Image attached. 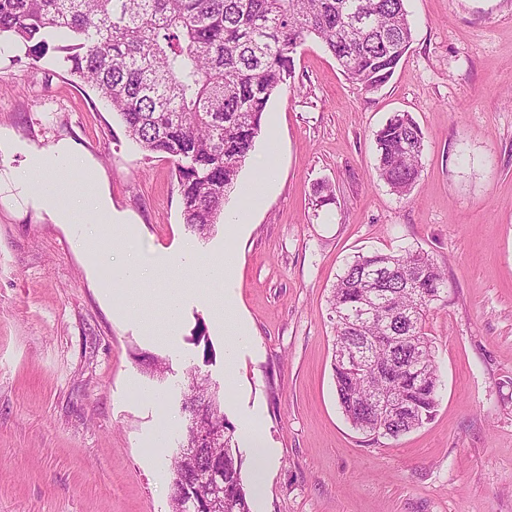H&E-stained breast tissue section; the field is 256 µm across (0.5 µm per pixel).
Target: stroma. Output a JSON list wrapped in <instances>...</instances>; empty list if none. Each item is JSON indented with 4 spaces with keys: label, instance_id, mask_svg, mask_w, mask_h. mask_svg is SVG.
<instances>
[{
    "label": "stroma",
    "instance_id": "1",
    "mask_svg": "<svg viewBox=\"0 0 512 512\" xmlns=\"http://www.w3.org/2000/svg\"><path fill=\"white\" fill-rule=\"evenodd\" d=\"M405 5L413 41L376 92L319 42L298 48L224 204L245 217L229 241L220 225L191 237L171 160L146 156L92 88L0 37V131L90 156L145 264L189 242L238 251L228 288L249 336L222 407L274 450L258 494L253 450L239 445L253 512H512V0ZM396 112L425 144L403 197L376 171L375 134ZM248 182L264 183L262 205L241 198ZM72 234L0 202V512H169L187 372L223 383L224 328L191 296L169 341L143 335L118 312L115 265ZM408 249L448 278L426 321L438 406L423 427L377 439L339 409L328 297L355 255ZM149 355L167 363L163 378Z\"/></svg>",
    "mask_w": 512,
    "mask_h": 512
}]
</instances>
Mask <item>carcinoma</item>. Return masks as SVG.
Instances as JSON below:
<instances>
[{
    "mask_svg": "<svg viewBox=\"0 0 512 512\" xmlns=\"http://www.w3.org/2000/svg\"><path fill=\"white\" fill-rule=\"evenodd\" d=\"M61 29L71 40L60 59L66 70L112 106L143 150L171 159L183 223L200 237L223 213L263 113L306 40H318L367 92L389 81L412 41L405 0H0V35L36 59ZM375 142L379 177L408 195L424 150L410 113L393 114ZM447 288L443 270L419 251L362 253L347 264L329 298L332 370L339 409L356 430L398 438L431 420L440 370L425 323ZM373 305L376 314L355 318ZM383 393L400 414L381 419L373 411ZM181 410L196 424L191 443L214 429L224 436L196 456L172 457L179 482L170 512H184L186 486L209 512L198 472L212 462L224 469V512H252L219 384L190 369Z\"/></svg>",
    "mask_w": 512,
    "mask_h": 512,
    "instance_id": "carcinoma-1",
    "label": "carcinoma"
}]
</instances>
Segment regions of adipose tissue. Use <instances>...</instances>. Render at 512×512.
<instances>
[{
  "label": "adipose tissue",
  "mask_w": 512,
  "mask_h": 512,
  "mask_svg": "<svg viewBox=\"0 0 512 512\" xmlns=\"http://www.w3.org/2000/svg\"><path fill=\"white\" fill-rule=\"evenodd\" d=\"M70 170L82 172L91 186L83 201H75L58 179L60 172ZM0 188L13 193L24 204L45 212L52 223L98 225V232L84 230L75 234L73 244L80 251L95 253L100 263L110 262L115 242L128 237L129 226L122 215L114 211L108 184L102 181L94 164L69 143L27 147L23 172L0 170ZM239 261L238 253L230 248L219 255L203 256L187 244L176 254L158 257L154 269L150 270L135 251H128L119 266L121 280L131 287L124 297L123 311L125 315L142 320L150 335L170 336L179 320L185 289L163 295L167 327L162 330L146 318L141 287L155 269L169 275H188L201 286V294L210 303L215 319L223 324L228 352H235L246 342L247 330L230 297L219 293L218 288L228 281Z\"/></svg>",
  "instance_id": "1"
}]
</instances>
